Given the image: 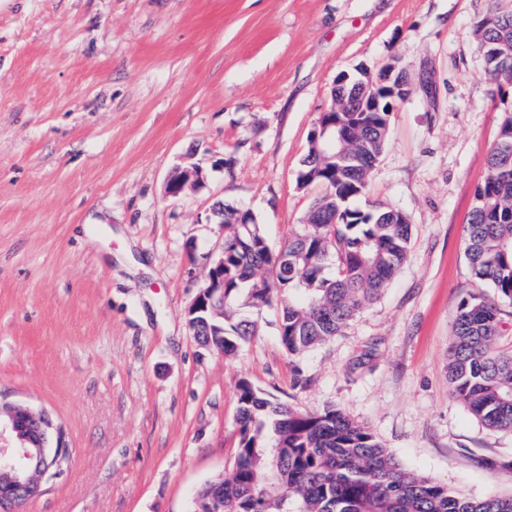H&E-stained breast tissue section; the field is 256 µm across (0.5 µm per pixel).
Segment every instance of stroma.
<instances>
[{"label":"stroma","mask_w":512,"mask_h":512,"mask_svg":"<svg viewBox=\"0 0 512 512\" xmlns=\"http://www.w3.org/2000/svg\"><path fill=\"white\" fill-rule=\"evenodd\" d=\"M489 0H0V393L64 426L70 460L25 512H192L232 473L236 383L343 411L408 470L512 494V431L448 393L461 300L491 294L464 226L512 85L473 31ZM399 63L421 90L390 116L356 201L403 210L405 264L331 341L281 345L279 310L233 358L185 312L250 211L272 249L318 191L298 185L342 71ZM195 165L203 183L165 184ZM203 180L202 170L198 167H175L169 174L166 181V194L177 197L188 187L198 186Z\"/></svg>","instance_id":"1"}]
</instances>
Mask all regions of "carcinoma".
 I'll use <instances>...</instances> for the list:
<instances>
[{
    "label": "carcinoma",
    "mask_w": 512,
    "mask_h": 512,
    "mask_svg": "<svg viewBox=\"0 0 512 512\" xmlns=\"http://www.w3.org/2000/svg\"><path fill=\"white\" fill-rule=\"evenodd\" d=\"M488 72L512 83V10L494 7L475 24ZM348 98L336 113V150L312 146L298 176L319 187L300 231L271 249L261 224H234L224 242V312L199 317L198 343L224 344L232 356L256 335L241 309L280 305L278 336L300 355L339 335L397 276L411 239L402 210H362L382 154L389 113L361 111ZM474 278L494 295L470 294L459 306L448 350V393L483 425L512 431V352L498 348V301H512V113L487 157L466 227ZM239 441L224 479L223 512H512V496L463 497L447 485L402 468L366 427L334 408L301 412L250 380L238 381Z\"/></svg>",
    "instance_id": "carcinoma-1"
}]
</instances>
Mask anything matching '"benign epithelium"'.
<instances>
[{"mask_svg":"<svg viewBox=\"0 0 512 512\" xmlns=\"http://www.w3.org/2000/svg\"><path fill=\"white\" fill-rule=\"evenodd\" d=\"M372 90L370 112H391L398 97L404 95L406 78L395 67H385L374 73L367 68L356 73H340L331 91L332 104L326 112H343L347 108V91L359 84ZM203 180L202 170L195 167H175L166 181V194L177 197L187 188ZM224 288V257H219L208 275V283L195 297L186 312L189 329H194L193 316L213 304L214 293ZM9 436L14 445L0 447V473L12 480L13 496L0 512H22L29 502L44 493L43 479L57 475L69 460L66 436L53 425L43 412L0 398V441Z\"/></svg>","mask_w":512,"mask_h":512,"instance_id":"7a95c632","label":"benign epithelium"}]
</instances>
